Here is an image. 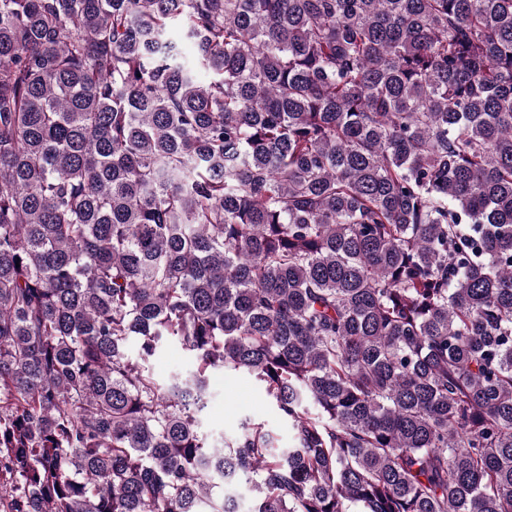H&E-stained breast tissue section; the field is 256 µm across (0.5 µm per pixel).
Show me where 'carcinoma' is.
Masks as SVG:
<instances>
[{
    "label": "carcinoma",
    "mask_w": 512,
    "mask_h": 512,
    "mask_svg": "<svg viewBox=\"0 0 512 512\" xmlns=\"http://www.w3.org/2000/svg\"><path fill=\"white\" fill-rule=\"evenodd\" d=\"M239 479L512 512V0H0V512ZM190 362L177 344L171 343L164 347L150 361V370L160 381H167L177 371L189 369ZM244 418L262 421L274 432L280 448L292 443L288 424L280 419L265 400L255 379L246 373L215 374L210 381V398L201 433L210 442L230 434Z\"/></svg>",
    "instance_id": "cac0c4a2"
}]
</instances>
